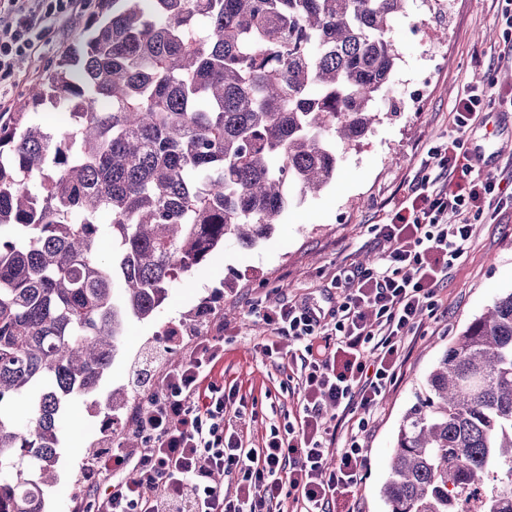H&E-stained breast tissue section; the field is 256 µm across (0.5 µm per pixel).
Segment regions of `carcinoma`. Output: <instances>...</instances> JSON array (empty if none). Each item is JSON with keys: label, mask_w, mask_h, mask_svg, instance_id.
<instances>
[{"label": "carcinoma", "mask_w": 512, "mask_h": 512, "mask_svg": "<svg viewBox=\"0 0 512 512\" xmlns=\"http://www.w3.org/2000/svg\"><path fill=\"white\" fill-rule=\"evenodd\" d=\"M406 3L99 0L32 102L0 113V512H44L60 418L127 319L154 317L215 249L268 238L287 191L321 190L336 142L379 122ZM46 104L79 111L44 123ZM427 384L399 426L390 512H512V291Z\"/></svg>", "instance_id": "carcinoma-1"}]
</instances>
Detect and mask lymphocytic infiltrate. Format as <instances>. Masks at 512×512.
I'll list each match as a JSON object with an SVG mask.
<instances>
[{"mask_svg":"<svg viewBox=\"0 0 512 512\" xmlns=\"http://www.w3.org/2000/svg\"><path fill=\"white\" fill-rule=\"evenodd\" d=\"M75 2L0 0V75L33 53L46 22L69 16ZM490 100L512 111V96L495 98L483 81L464 87L447 141L421 161L447 174V182L424 177L405 185L375 227L384 255L372 266L333 272L337 306L277 298L265 306L261 319L274 338L265 353H278L283 336L300 347L295 423L271 429L259 447L245 444L213 379L227 330L218 325L214 335L195 338L185 361L162 373L134 413L129 428L140 447L99 456L91 485L96 512H284L288 488L299 512H334L338 505L356 512L366 466L361 436L401 376L408 339L420 334L422 312L435 307L440 284L468 249L473 220L512 205V189L470 163L467 133ZM355 413L353 425L348 417ZM220 475L233 478V492L217 484Z\"/></svg>","mask_w":512,"mask_h":512,"instance_id":"f902f5d3","label":"lymphocytic infiltrate"}]
</instances>
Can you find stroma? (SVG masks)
Returning a JSON list of instances; mask_svg holds the SVG:
<instances>
[{"mask_svg": "<svg viewBox=\"0 0 512 512\" xmlns=\"http://www.w3.org/2000/svg\"><path fill=\"white\" fill-rule=\"evenodd\" d=\"M98 0H88L67 19L43 32L40 48L19 58L13 74L0 79V110L13 111L37 84L40 75L66 47L84 36ZM497 0H451L447 15H437L426 0H409L404 14L393 18L389 36L400 60L387 89L373 107L380 114L366 139L356 146L337 145L336 175L315 196L290 202L272 235L243 248L225 244L170 289L157 314L129 319L119 354L94 399L69 408L61 421L62 442L57 481L45 492L47 512H85L89 489L67 493L79 471H92L95 456L91 425L104 423L103 403L113 389L130 385L141 362L153 376L180 362L195 337L210 335L216 321L226 322L224 359L214 374L225 388L238 390L247 406L236 427L245 439L261 442L271 429H284L299 412L300 397L290 378L298 366L290 358L274 360L263 353L268 341L258 312L266 296L288 301L317 300L329 306L330 271L377 261L383 244L374 232L407 181L420 176L443 182L437 169H422L429 148L448 137L452 112L465 85L476 79L512 88V64L502 58L508 39L498 19ZM424 87L420 103L409 93ZM512 112L489 109L483 124L468 134L483 146L487 162L475 171L512 182ZM512 290V210L473 223L472 242L438 291L434 312L410 338L401 377L372 412L361 443L367 458L358 495V512H388L381 488L387 478L400 421L423 392L427 377L450 339L480 316L495 299ZM213 308L199 326L182 329L177 345L165 336L168 323L196 310L203 299ZM107 448V440L97 442Z\"/></svg>", "mask_w": 512, "mask_h": 512, "instance_id": "35a3bbf8", "label": "stroma"}]
</instances>
